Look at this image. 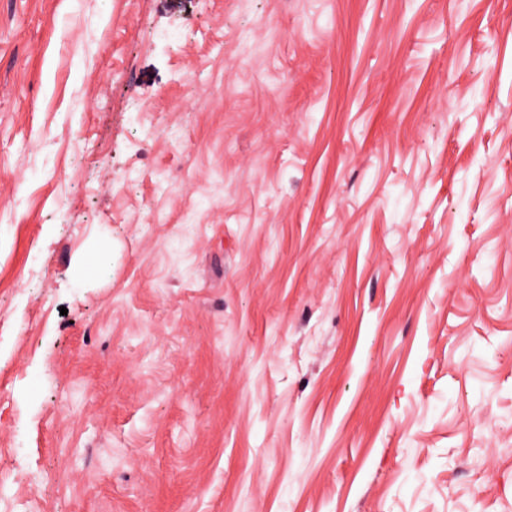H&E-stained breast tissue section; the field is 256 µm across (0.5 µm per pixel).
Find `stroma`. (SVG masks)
I'll list each match as a JSON object with an SVG mask.
<instances>
[{
  "instance_id": "stroma-1",
  "label": "stroma",
  "mask_w": 512,
  "mask_h": 512,
  "mask_svg": "<svg viewBox=\"0 0 512 512\" xmlns=\"http://www.w3.org/2000/svg\"><path fill=\"white\" fill-rule=\"evenodd\" d=\"M0 512H512V0H0Z\"/></svg>"
}]
</instances>
